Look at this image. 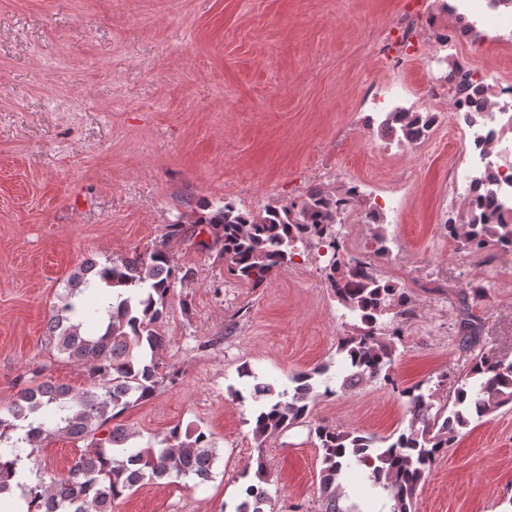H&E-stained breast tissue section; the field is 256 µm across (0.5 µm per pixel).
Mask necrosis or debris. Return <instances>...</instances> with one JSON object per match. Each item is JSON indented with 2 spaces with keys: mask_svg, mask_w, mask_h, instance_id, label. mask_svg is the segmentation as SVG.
Masks as SVG:
<instances>
[{
  "mask_svg": "<svg viewBox=\"0 0 512 512\" xmlns=\"http://www.w3.org/2000/svg\"><path fill=\"white\" fill-rule=\"evenodd\" d=\"M444 9L458 20L460 32L479 33L496 45L512 43V0H448ZM450 110L467 169L485 177L479 187L468 181L456 186L463 209L477 213L484 189L512 207V79L484 72Z\"/></svg>",
  "mask_w": 512,
  "mask_h": 512,
  "instance_id": "necrosis-or-debris-1",
  "label": "necrosis or debris"
}]
</instances>
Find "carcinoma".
I'll use <instances>...</instances> for the list:
<instances>
[{"instance_id": "obj_1", "label": "carcinoma", "mask_w": 512, "mask_h": 512, "mask_svg": "<svg viewBox=\"0 0 512 512\" xmlns=\"http://www.w3.org/2000/svg\"><path fill=\"white\" fill-rule=\"evenodd\" d=\"M393 121V133L404 138L428 125L421 112H398ZM362 206L360 193L319 186L298 202L269 206L258 214L226 201L208 214L165 225L161 239L142 251L102 262L83 260L66 280L61 305L51 310L47 330L57 352L84 369L88 386L76 392L38 371L11 401L0 405V495L10 491L22 448H36L59 434L92 442L81 450L66 478L47 480L38 473L22 485L27 512H115L126 494L147 483L191 476L201 483L209 480L217 458L211 433L176 424L157 444L137 447L130 444L135 433L117 422L129 408L151 398L168 377L159 356L165 337L158 326L175 284L192 276L191 270L172 263V249L191 245L214 251L228 275L258 287L291 261L299 247L319 246L329 255L325 271L335 297L359 320L352 335L338 340L345 367L340 388L382 381L398 390L410 415L407 428L392 442L327 423L310 425L322 453V512H352L339 506L337 478L353 464L368 468L371 484L389 492L390 512H413L426 472L460 431L472 419L512 405V362L482 347L464 371L438 380L437 386L447 383L453 392L448 403L436 404V391L425 392L421 384L398 389L392 377L396 340L414 309L405 289L383 282L372 265L346 259L340 251L336 225L349 210ZM445 229L471 253L512 242V223L502 222L492 194L478 217L450 219ZM466 287L470 291L459 297V332L463 345L471 349L479 336L469 299L482 297V291L469 283ZM327 372L316 367L296 374L291 392H278L270 383L252 385L251 396L265 400L255 419L256 439L264 442L307 418L310 402L319 396L315 377L321 378L324 393L335 394L332 378L324 377ZM109 422L112 427L98 437ZM268 502L267 491L252 483L234 512H264Z\"/></svg>"}]
</instances>
